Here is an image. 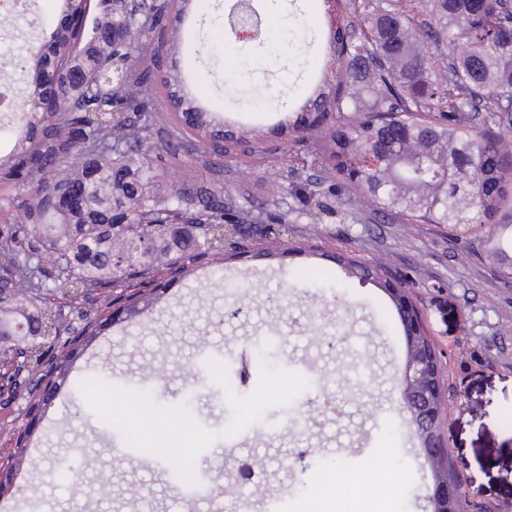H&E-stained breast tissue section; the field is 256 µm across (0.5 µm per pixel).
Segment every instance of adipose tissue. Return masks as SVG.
<instances>
[{"label": "adipose tissue", "instance_id": "obj_1", "mask_svg": "<svg viewBox=\"0 0 512 512\" xmlns=\"http://www.w3.org/2000/svg\"><path fill=\"white\" fill-rule=\"evenodd\" d=\"M400 483L376 459L353 473L334 468L316 483L314 512H391Z\"/></svg>", "mask_w": 512, "mask_h": 512}]
</instances>
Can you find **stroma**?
<instances>
[{
    "label": "stroma",
    "mask_w": 512,
    "mask_h": 512,
    "mask_svg": "<svg viewBox=\"0 0 512 512\" xmlns=\"http://www.w3.org/2000/svg\"><path fill=\"white\" fill-rule=\"evenodd\" d=\"M238 3L198 0L184 24L171 20L137 37L157 78L172 77L185 93L201 87L204 111L249 134L219 167L204 165L199 139H179L162 173L175 188L221 190L237 206L275 212L288 235L276 239L248 225L245 245L262 256L249 252L220 272L201 260L191 276L141 304L136 322L113 318L71 360L0 496L12 506L38 496L44 512H266L274 498L279 512H309L326 469L357 471L376 457L386 472L405 476L395 512H431L432 472L400 402L403 328L379 282L345 277L334 256L347 251L404 287L421 311L440 357L439 428L458 480L491 512H512V280L497 276L476 240L328 193L323 177L332 163L322 134L297 139L275 130L283 108L299 111L311 95L329 55L322 0H250L263 25L243 51L227 24ZM63 14V0H32L28 19L8 22L4 38L39 45ZM260 150L278 153L279 168L259 167ZM263 336L275 340L281 368L253 356L250 342ZM229 343L249 363L239 389L229 386L221 361L196 370L204 348ZM193 374L194 423L177 440L184 449H223L205 471L207 497L196 502L175 493L165 454L146 464L119 456L143 438L112 417L114 401L134 395V381L146 376L161 390L148 404L170 417ZM229 407L247 425L234 448L223 445ZM274 410L290 422L249 426L252 416ZM247 463L265 472L264 484L242 479ZM221 485L229 493L219 498Z\"/></svg>",
    "instance_id": "35a3bbf8"
}]
</instances>
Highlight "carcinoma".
Instances as JSON below:
<instances>
[{
    "mask_svg": "<svg viewBox=\"0 0 512 512\" xmlns=\"http://www.w3.org/2000/svg\"><path fill=\"white\" fill-rule=\"evenodd\" d=\"M346 5H341V2ZM103 16L85 33L87 5L67 0L70 14L41 46L42 56L67 78L50 86L33 83L32 96L14 112L36 111L55 98L73 103L68 112H44L29 122L24 143L0 167V182L19 190L16 207L20 228L0 232V255L8 260L0 289L13 296L0 307V336H39L49 312L34 298L43 287L16 253L33 242L37 258H47L58 282L71 289L131 288L155 279L159 263L174 274L208 256L224 270V247L208 240L226 221L262 224L266 219L250 210L224 204L211 194L193 206L194 198L159 184L163 154L142 149L148 122L162 97L174 109L170 122L211 145L208 165L223 163L229 131L207 121L206 113L183 108L171 82L153 76L139 52L134 35L144 21L121 8L122 0H101ZM345 7L338 16L346 26L358 21L352 34L336 31V76L332 92L319 91L305 106L337 113L328 133L326 152L341 179L342 196L367 198L377 210L408 224H477L491 232L479 239L498 259L500 273L512 278V143L503 131L512 118L499 101L512 97V9L489 8L475 17L472 0H433L435 25L420 26L403 0H384L374 9L364 0H336ZM126 34V53L136 59L120 82H99L101 68L112 60L113 28ZM421 35L436 47L448 46L444 79L433 75L426 53L414 47ZM137 112L145 123L112 122L113 112ZM484 113L475 123L474 113ZM280 127L292 136L312 130L305 114ZM380 154V163L361 171L357 179L347 168L362 154ZM79 194L87 205L79 210L59 204ZM118 216L126 220L114 226ZM196 224L195 237H174L169 225ZM337 265L359 280L377 272L359 261L336 257ZM265 363L276 366L281 355L269 339L255 342Z\"/></svg>",
    "mask_w": 512,
    "mask_h": 512,
    "instance_id": "carcinoma-1",
    "label": "carcinoma"
}]
</instances>
